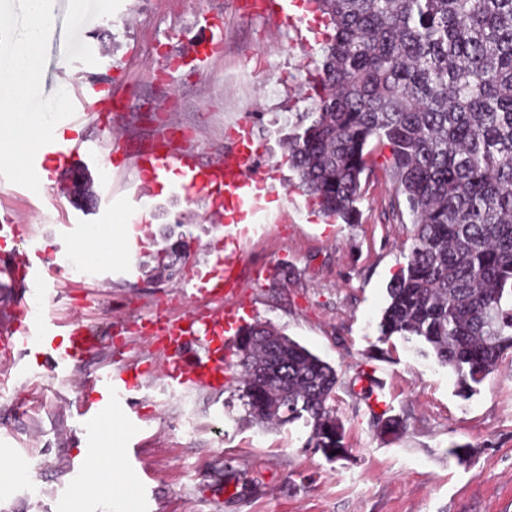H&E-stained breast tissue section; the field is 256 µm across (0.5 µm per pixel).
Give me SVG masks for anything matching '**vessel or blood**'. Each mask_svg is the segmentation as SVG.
I'll list each match as a JSON object with an SVG mask.
<instances>
[{"instance_id":"vessel-or-blood-1","label":"vessel or blood","mask_w":512,"mask_h":512,"mask_svg":"<svg viewBox=\"0 0 512 512\" xmlns=\"http://www.w3.org/2000/svg\"><path fill=\"white\" fill-rule=\"evenodd\" d=\"M70 78L55 83V94L50 103L39 108L38 116L46 127H65L66 137L46 140L42 146L26 156L27 163L40 179H55L71 170L88 152L86 141L77 135V128L94 120L102 109L99 84L84 79L87 67L85 57L73 61ZM250 123L237 125L235 151L225 156L222 165L201 169L194 159L172 148L143 155L137 168L148 181L160 175L176 172L183 192L211 187L224 197V221L228 224L252 223L259 210L258 202L249 198V179L242 166L255 162ZM53 156L54 167H47L44 156ZM21 236L20 225L0 223V276L13 283H22L29 295L45 297L61 292L64 283L55 267L41 253L15 250L14 242ZM209 277L213 293L234 294L240 285L236 263L232 256L217 257ZM236 322L234 307L206 306L188 314L182 322L161 323L162 335L158 351L162 358V376L172 390L193 388H220L228 378L224 367V348L227 334ZM69 328L68 344L57 343L62 328ZM86 327L73 317L61 313L43 315L33 312L26 298L13 301L6 317L0 318V361H12L19 353L43 358L55 375L65 376L75 361L92 345ZM142 371L129 367L87 376V386L98 394L99 400L87 409L83 426L95 431L99 423L112 414V402L127 397L140 388Z\"/></svg>"}]
</instances>
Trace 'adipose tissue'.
I'll return each instance as SVG.
<instances>
[{
  "label": "adipose tissue",
  "mask_w": 512,
  "mask_h": 512,
  "mask_svg": "<svg viewBox=\"0 0 512 512\" xmlns=\"http://www.w3.org/2000/svg\"><path fill=\"white\" fill-rule=\"evenodd\" d=\"M54 7L53 0H21L26 17L13 40L0 42V161L11 162L19 178H27L24 151L27 143L41 140L45 130L28 115L26 103L41 63Z\"/></svg>",
  "instance_id": "obj_1"
}]
</instances>
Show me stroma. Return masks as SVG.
<instances>
[{
  "mask_svg": "<svg viewBox=\"0 0 512 512\" xmlns=\"http://www.w3.org/2000/svg\"><path fill=\"white\" fill-rule=\"evenodd\" d=\"M205 13L224 17L220 54L174 70L153 56L156 39L171 57L192 55ZM324 31L309 0L287 18L250 14L236 0H54L30 102L70 74L75 56H89L92 73L122 95L124 112L102 113L83 136L95 147L120 141L126 162L107 165L96 150L84 157L103 187L92 208L35 179L0 183V217L26 227L19 249L40 251L76 283L99 285L94 298L76 286L44 301L45 313H78L98 337L72 376H54L44 360L26 356L0 380V461L18 459L27 470L24 479L0 480V512H59L67 502L81 512H512V356L466 399L435 357L397 336L380 339L387 288L415 231L388 148L370 146L351 224L315 213L285 162L288 118L307 105L302 84ZM259 50L268 66L249 74ZM246 117L270 177L266 229L240 248L237 226L219 220L207 194L185 196L172 180L144 182L137 160L168 142L209 167ZM117 222L138 231L124 258L67 265L80 226ZM177 242L186 247L181 275L158 276V252ZM229 253L242 281L241 324L271 323L335 367L347 458L330 461L307 447L302 423L250 422L235 382L188 392L166 386L149 322L202 306L185 276ZM136 365L151 373L130 401L113 403L114 425L83 432L80 409L96 399L86 373ZM381 415L402 429L378 434ZM113 432L123 458L107 484L87 458ZM454 443L472 446L469 465L449 461ZM229 480L232 496L224 492Z\"/></svg>",
  "mask_w": 512,
  "mask_h": 512,
  "instance_id": "35a3bbf8",
  "label": "stroma"
}]
</instances>
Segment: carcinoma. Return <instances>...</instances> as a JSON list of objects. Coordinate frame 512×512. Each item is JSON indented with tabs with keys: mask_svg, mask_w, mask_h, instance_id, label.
Listing matches in <instances>:
<instances>
[{
	"mask_svg": "<svg viewBox=\"0 0 512 512\" xmlns=\"http://www.w3.org/2000/svg\"><path fill=\"white\" fill-rule=\"evenodd\" d=\"M328 20L288 136L297 188L349 223L369 143L391 151L415 233L380 336L423 346L470 396L512 353V0H312ZM247 417L303 421L308 444L349 454L328 362L268 323L237 333ZM472 455L454 443L457 464Z\"/></svg>",
	"mask_w": 512,
	"mask_h": 512,
	"instance_id": "cac0c4a2",
	"label": "carcinoma"
}]
</instances>
